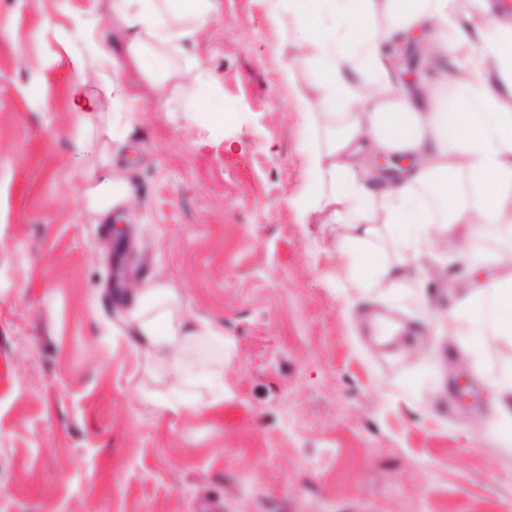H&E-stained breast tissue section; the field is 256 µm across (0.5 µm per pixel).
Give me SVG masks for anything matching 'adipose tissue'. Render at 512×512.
<instances>
[{"label": "adipose tissue", "instance_id": "adipose-tissue-1", "mask_svg": "<svg viewBox=\"0 0 512 512\" xmlns=\"http://www.w3.org/2000/svg\"><path fill=\"white\" fill-rule=\"evenodd\" d=\"M110 13L127 42L125 58L112 50V36L95 25L80 29L66 44L72 66L104 79L113 111L97 128L92 105L74 86L78 144L98 135L122 139L133 119L122 81L127 66L141 70L158 87L206 88L211 78L200 66L172 67L168 50L196 40L217 0H193L177 10L172 0H95ZM456 0H269L277 23L296 30L295 48L320 69L313 97L302 99L308 119L328 127L324 145L308 151L311 182L308 206L341 216L345 233L339 250L355 260L354 286L373 289L432 282L431 267L392 263L377 251L385 237L403 252H418L429 241L453 242L463 229L494 227L512 236V9L502 0H471L472 10L457 16ZM426 36L422 62L430 70L445 58L462 72L451 93L427 82L408 85L396 74L395 47ZM397 158L389 171L372 160ZM104 176L85 172V208L98 219L127 207L128 180L103 154ZM431 188L443 207L435 222L422 217L421 192ZM470 272L490 266L499 274L487 302L494 310L490 334L512 349V252L466 254ZM137 355L176 378L179 386L204 384L211 398L164 397L162 412L197 413L224 400L222 372L207 364L190 367L186 353L200 338L223 344L222 328L202 322L183 305L175 288L161 279L143 281L127 313Z\"/></svg>", "mask_w": 512, "mask_h": 512}]
</instances>
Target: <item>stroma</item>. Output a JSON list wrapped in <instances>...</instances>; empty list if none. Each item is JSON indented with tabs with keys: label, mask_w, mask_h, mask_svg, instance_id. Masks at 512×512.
Listing matches in <instances>:
<instances>
[{
	"label": "stroma",
	"mask_w": 512,
	"mask_h": 512,
	"mask_svg": "<svg viewBox=\"0 0 512 512\" xmlns=\"http://www.w3.org/2000/svg\"><path fill=\"white\" fill-rule=\"evenodd\" d=\"M92 0H0V512H512V445L492 436L503 349L474 361L438 335L456 288L352 286L328 212L299 220L317 65L266 0H218L196 45L172 52L217 78L185 98L124 74L132 127L112 158L135 193L130 269L169 282L224 329L191 359L224 373L213 409L156 414L170 380L131 348L111 288V224H95L78 171L63 46ZM454 357H447V350ZM467 373L476 396L445 413Z\"/></svg>",
	"instance_id": "1"
}]
</instances>
